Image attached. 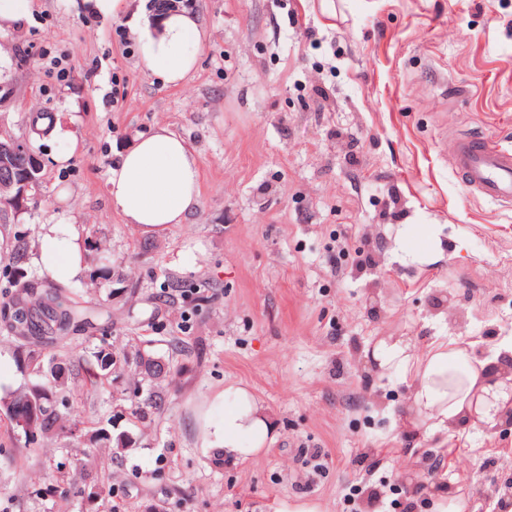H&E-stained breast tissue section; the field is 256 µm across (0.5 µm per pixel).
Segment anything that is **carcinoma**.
Returning <instances> with one entry per match:
<instances>
[{
	"mask_svg": "<svg viewBox=\"0 0 512 512\" xmlns=\"http://www.w3.org/2000/svg\"><path fill=\"white\" fill-rule=\"evenodd\" d=\"M36 154L27 143L7 156L0 164V204L12 209L24 208L32 200L40 184L31 186L26 197L17 199L19 183L33 170ZM10 300L0 310V321L18 342L24 355L26 369L39 377L31 386L0 397V412L9 421L12 431L24 439L28 451L37 450L38 445L50 433L72 440L85 438V422L70 421L74 412V401L64 388L69 368L54 361L44 352L48 339L64 337L70 333L84 332L93 326V314L75 309L71 298L73 289L58 283H49L27 271L16 272L10 280ZM117 360L112 350L99 346L82 360L79 370L90 386V391L99 393L112 384V373ZM92 434L108 442L116 441L119 448H127L132 439L125 434L112 436L104 427L92 423ZM82 479L88 482L92 494L103 491L101 468L97 461L88 458L80 468Z\"/></svg>",
	"mask_w": 512,
	"mask_h": 512,
	"instance_id": "1",
	"label": "carcinoma"
}]
</instances>
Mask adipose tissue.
Instances as JSON below:
<instances>
[{
  "mask_svg": "<svg viewBox=\"0 0 512 512\" xmlns=\"http://www.w3.org/2000/svg\"><path fill=\"white\" fill-rule=\"evenodd\" d=\"M128 31L140 45L142 65L163 85L181 86L195 70L205 37L198 14L175 5L153 18L135 17ZM108 185L113 209L144 234L159 235L169 225L187 223L201 202L199 164L186 140L165 126L138 135L117 152ZM38 243L33 261L43 276L60 283L82 276L78 225H41ZM372 356L380 369L400 374L408 388L404 424L428 434L479 423L495 426L512 403V339L500 341L480 359L469 357L460 341L445 338L419 351L405 338L384 341ZM217 398L224 417L205 422L201 440L211 458L244 461L273 442L271 418L247 387L228 384Z\"/></svg>",
  "mask_w": 512,
  "mask_h": 512,
  "instance_id": "obj_1",
  "label": "adipose tissue"
}]
</instances>
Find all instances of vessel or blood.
<instances>
[{"mask_svg": "<svg viewBox=\"0 0 512 512\" xmlns=\"http://www.w3.org/2000/svg\"><path fill=\"white\" fill-rule=\"evenodd\" d=\"M451 140L449 165L463 185L484 200L512 202V148L474 134L455 133Z\"/></svg>", "mask_w": 512, "mask_h": 512, "instance_id": "b4317fda", "label": "vessel or blood"}]
</instances>
